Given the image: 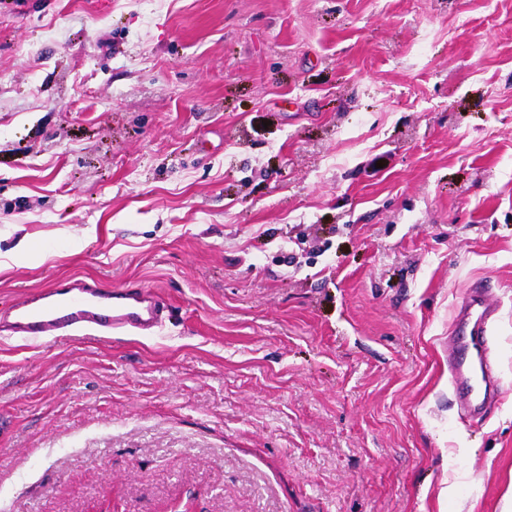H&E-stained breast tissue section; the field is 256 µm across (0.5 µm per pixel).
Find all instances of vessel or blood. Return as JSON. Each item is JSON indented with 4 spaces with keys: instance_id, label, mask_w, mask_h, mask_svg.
<instances>
[{
    "instance_id": "b4317fda",
    "label": "vessel or blood",
    "mask_w": 512,
    "mask_h": 512,
    "mask_svg": "<svg viewBox=\"0 0 512 512\" xmlns=\"http://www.w3.org/2000/svg\"><path fill=\"white\" fill-rule=\"evenodd\" d=\"M161 313L159 301L143 293L106 290L84 280H71L49 293L16 301L9 315L14 334L39 339L68 330L147 332L159 325ZM497 313L486 288L477 285L462 298L456 315L448 372L459 408L471 417L481 415L491 400L502 395L492 376L488 341Z\"/></svg>"
}]
</instances>
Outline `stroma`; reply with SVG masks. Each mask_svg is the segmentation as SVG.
I'll return each mask as SVG.
<instances>
[{
    "mask_svg": "<svg viewBox=\"0 0 512 512\" xmlns=\"http://www.w3.org/2000/svg\"><path fill=\"white\" fill-rule=\"evenodd\" d=\"M69 278L163 321L8 331ZM477 284L504 394L469 419L447 365ZM511 487L512 0H0V512Z\"/></svg>",
    "mask_w": 512,
    "mask_h": 512,
    "instance_id": "35a3bbf8",
    "label": "stroma"
}]
</instances>
